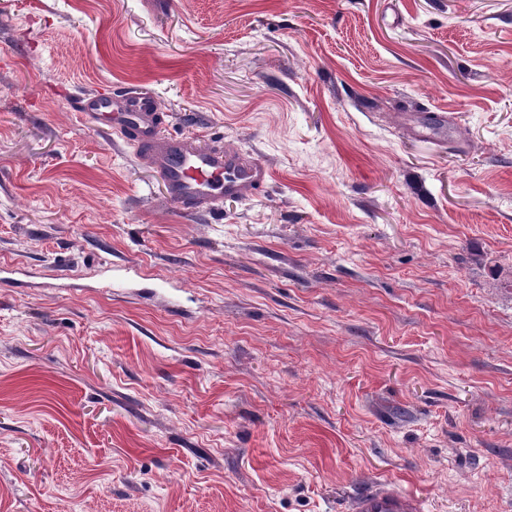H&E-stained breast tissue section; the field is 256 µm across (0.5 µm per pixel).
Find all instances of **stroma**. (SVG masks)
I'll use <instances>...</instances> for the list:
<instances>
[{
	"label": "stroma",
	"mask_w": 512,
	"mask_h": 512,
	"mask_svg": "<svg viewBox=\"0 0 512 512\" xmlns=\"http://www.w3.org/2000/svg\"><path fill=\"white\" fill-rule=\"evenodd\" d=\"M1 262L0 512H512V0H0ZM76 110L118 126V133L150 159L168 197L186 210L215 209L225 197H249L266 183L267 171L258 161H244L231 150L203 147L193 137L161 133L160 104L150 94L86 95L77 100ZM420 496L399 489L391 483H380L356 493L349 512H425Z\"/></svg>",
	"instance_id": "obj_1"
}]
</instances>
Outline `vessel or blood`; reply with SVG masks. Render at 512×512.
<instances>
[{"label": "vessel or blood", "mask_w": 512, "mask_h": 512, "mask_svg": "<svg viewBox=\"0 0 512 512\" xmlns=\"http://www.w3.org/2000/svg\"><path fill=\"white\" fill-rule=\"evenodd\" d=\"M76 109L86 117L117 126L119 134L150 159L168 197L184 209H215L224 199L255 194L267 180L260 162L242 160L230 150L201 146L192 137L161 133L160 104L150 94L86 95L77 100ZM349 512H425V501L392 484L380 483L356 493Z\"/></svg>", "instance_id": "obj_1"}]
</instances>
